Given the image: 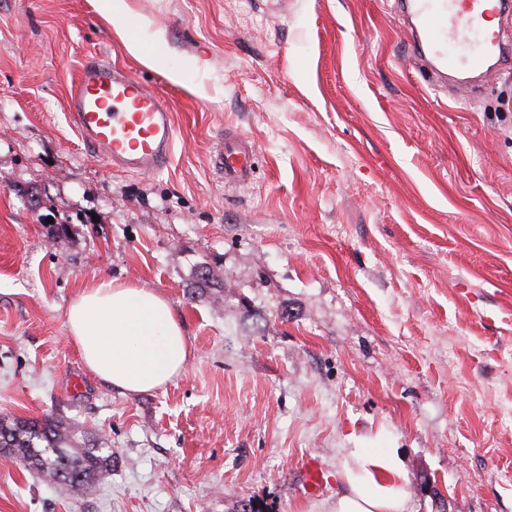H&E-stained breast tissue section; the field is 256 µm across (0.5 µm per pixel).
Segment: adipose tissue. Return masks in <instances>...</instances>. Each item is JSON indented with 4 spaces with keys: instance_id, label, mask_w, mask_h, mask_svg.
<instances>
[{
    "instance_id": "obj_1",
    "label": "adipose tissue",
    "mask_w": 512,
    "mask_h": 512,
    "mask_svg": "<svg viewBox=\"0 0 512 512\" xmlns=\"http://www.w3.org/2000/svg\"><path fill=\"white\" fill-rule=\"evenodd\" d=\"M68 335L87 368L126 393L165 386L182 374L190 349L167 298L110 279L84 289L67 315ZM329 512H408L407 473L395 453L350 449Z\"/></svg>"
}]
</instances>
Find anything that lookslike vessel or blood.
Masks as SVG:
<instances>
[{"label":"vessel or blood","instance_id":"b4317fda","mask_svg":"<svg viewBox=\"0 0 512 512\" xmlns=\"http://www.w3.org/2000/svg\"><path fill=\"white\" fill-rule=\"evenodd\" d=\"M424 31L414 42L432 68L447 74L452 89L474 93V74L498 73L512 63V39L500 22L512 0H407ZM67 110L81 137L105 165L129 173H153L170 164L175 126L167 100L152 86L93 58L83 65ZM255 153L244 138L230 139L211 157L225 183L250 181Z\"/></svg>","mask_w":512,"mask_h":512}]
</instances>
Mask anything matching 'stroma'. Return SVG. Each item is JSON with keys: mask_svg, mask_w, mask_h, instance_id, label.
I'll use <instances>...</instances> for the list:
<instances>
[{"mask_svg": "<svg viewBox=\"0 0 512 512\" xmlns=\"http://www.w3.org/2000/svg\"><path fill=\"white\" fill-rule=\"evenodd\" d=\"M123 16L124 38L95 0H0V417L57 414L113 453L76 500L0 461V512H326L351 448L397 450L410 512H512V75L451 100L394 0ZM95 56L169 81L163 171H112L69 121ZM233 136L240 186L210 163ZM108 278L180 316L166 386L120 393L70 342ZM254 162L253 146L245 138L224 141L211 157L214 170L230 185L250 181Z\"/></svg>", "mask_w": 512, "mask_h": 512, "instance_id": "35a3bbf8", "label": "stroma"}]
</instances>
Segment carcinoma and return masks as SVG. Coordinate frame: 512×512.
Here are the masks:
<instances>
[{"label": "carcinoma", "mask_w": 512, "mask_h": 512, "mask_svg": "<svg viewBox=\"0 0 512 512\" xmlns=\"http://www.w3.org/2000/svg\"><path fill=\"white\" fill-rule=\"evenodd\" d=\"M0 455L48 474L74 499L112 472L107 441L52 415L0 417Z\"/></svg>", "instance_id": "obj_1"}]
</instances>
